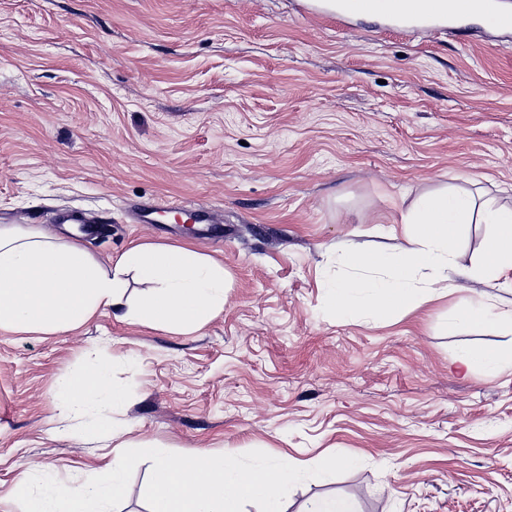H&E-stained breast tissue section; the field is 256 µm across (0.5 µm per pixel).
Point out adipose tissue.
I'll return each instance as SVG.
<instances>
[{
    "label": "adipose tissue",
    "instance_id": "obj_1",
    "mask_svg": "<svg viewBox=\"0 0 512 512\" xmlns=\"http://www.w3.org/2000/svg\"><path fill=\"white\" fill-rule=\"evenodd\" d=\"M471 224L488 225L490 233L479 260L465 267L458 262V250ZM399 225L410 248L387 252L353 246L341 254L347 273L326 287L330 312L380 321L457 290L459 281L487 282L512 272V206L480 203L465 190L446 187L418 196L402 212ZM127 273L145 286L132 302L125 296ZM225 279L222 265L187 243L132 245L109 270L79 242L30 224L0 225V329L65 332L106 308L147 328H197L223 311ZM508 321L512 309H498L481 298L454 307L446 328L451 333L493 329ZM107 389L113 404H121L123 391L108 388L98 366L63 380L62 415L83 413Z\"/></svg>",
    "mask_w": 512,
    "mask_h": 512
}]
</instances>
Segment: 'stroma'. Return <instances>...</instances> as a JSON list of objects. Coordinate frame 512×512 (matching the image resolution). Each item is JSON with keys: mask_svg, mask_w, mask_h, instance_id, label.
Wrapping results in <instances>:
<instances>
[{"mask_svg": "<svg viewBox=\"0 0 512 512\" xmlns=\"http://www.w3.org/2000/svg\"><path fill=\"white\" fill-rule=\"evenodd\" d=\"M454 185L512 205V35L405 31L307 12L305 0H0V225L104 232L100 262L190 242L226 271L224 311L173 332L97 314L52 335L0 329V512L39 465L84 483L116 443L187 455L358 466L291 488L358 512H512V332L448 334L464 287L380 323L339 319L326 282L350 245ZM144 205L167 224H139ZM205 206L224 227L187 228ZM496 349V373L461 366ZM93 362L126 391L58 416V384ZM104 426L94 440L85 420ZM120 436H113V429Z\"/></svg>", "mask_w": 512, "mask_h": 512, "instance_id": "stroma-1", "label": "stroma"}]
</instances>
